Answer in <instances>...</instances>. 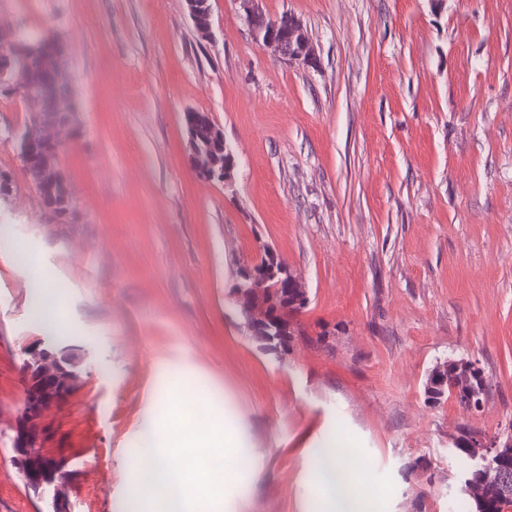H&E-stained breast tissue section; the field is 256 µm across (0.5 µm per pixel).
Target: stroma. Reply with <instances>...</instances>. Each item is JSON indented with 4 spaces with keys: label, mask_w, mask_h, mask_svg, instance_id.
Wrapping results in <instances>:
<instances>
[{
    "label": "stroma",
    "mask_w": 512,
    "mask_h": 512,
    "mask_svg": "<svg viewBox=\"0 0 512 512\" xmlns=\"http://www.w3.org/2000/svg\"><path fill=\"white\" fill-rule=\"evenodd\" d=\"M314 48L288 63L237 0H0V36L51 29L78 99L58 133L62 215L10 134L39 105L0 96V512H45L12 462L24 347L77 349L81 380L50 455L75 512H130L127 455L171 381L213 396L259 471L228 512H313L308 463L349 448L372 512H468L451 439L512 428V0H258ZM210 113L232 188L194 172L183 115ZM272 247L309 303L260 348L229 299ZM41 268L42 282L28 273ZM61 318L36 319L43 288ZM479 360L484 410L424 394Z\"/></svg>",
    "instance_id": "1"
}]
</instances>
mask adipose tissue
<instances>
[{"instance_id": "adipose-tissue-1", "label": "adipose tissue", "mask_w": 512, "mask_h": 512, "mask_svg": "<svg viewBox=\"0 0 512 512\" xmlns=\"http://www.w3.org/2000/svg\"><path fill=\"white\" fill-rule=\"evenodd\" d=\"M309 470L323 512H367L359 491L361 468L351 455L330 449L325 458L311 460Z\"/></svg>"}]
</instances>
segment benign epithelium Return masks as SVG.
Masks as SVG:
<instances>
[{"label":"benign epithelium","instance_id":"1","mask_svg":"<svg viewBox=\"0 0 512 512\" xmlns=\"http://www.w3.org/2000/svg\"><path fill=\"white\" fill-rule=\"evenodd\" d=\"M190 13L201 33L211 28L208 0H187ZM254 39L270 48L280 59L310 65L315 62L314 49L299 22L291 14L273 20L261 14L258 0H237ZM25 94L37 100L39 112L34 116L33 138L43 146V154L29 161L37 174V185L43 196L55 195L59 176L52 160L60 141L59 129L70 126L63 118L69 97L54 94L41 71L30 75ZM186 128L192 131L189 148L198 176L233 186L236 158L233 146L224 139L221 128L207 112H187ZM270 292L301 288L296 274L273 250L265 247L258 256L239 266L230 296L243 311L250 336L263 344L278 348L283 339L280 324L268 313L262 289ZM23 407L15 425L12 443L13 462L22 474L27 488L41 493L45 483L53 485L55 512H73L63 484L57 481L54 462L47 454L55 435L54 411L62 408L80 381V358L69 347H61L47 339L23 350ZM484 385V373L473 358L447 359L437 364L430 374L428 386L448 388L471 412L481 411L474 395ZM461 442L470 450L479 476V484L469 483L478 492L485 488L494 492L501 512H512V426L505 437H490L480 430L466 427L460 432Z\"/></svg>","mask_w":512,"mask_h":512}]
</instances>
